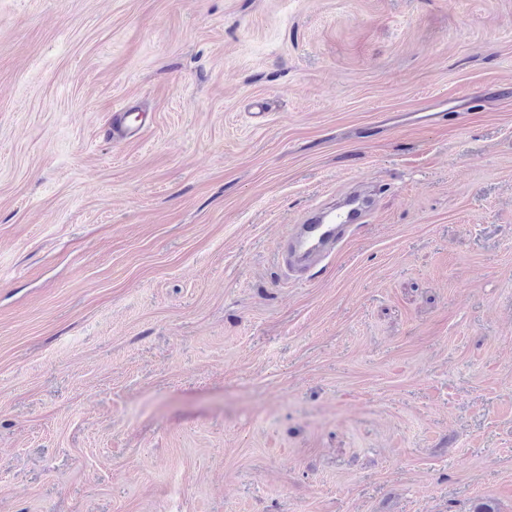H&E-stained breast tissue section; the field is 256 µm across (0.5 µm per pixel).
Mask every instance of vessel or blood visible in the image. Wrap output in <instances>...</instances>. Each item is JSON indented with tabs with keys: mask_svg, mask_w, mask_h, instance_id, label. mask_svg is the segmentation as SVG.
<instances>
[{
	"mask_svg": "<svg viewBox=\"0 0 512 512\" xmlns=\"http://www.w3.org/2000/svg\"><path fill=\"white\" fill-rule=\"evenodd\" d=\"M149 113L123 107L112 115L109 133L125 141L149 123ZM373 192L358 187L341 204L327 203L309 211L292 225L280 246L281 264L288 278L301 279L323 259L336 253L348 235L363 223L372 206Z\"/></svg>",
	"mask_w": 512,
	"mask_h": 512,
	"instance_id": "obj_1",
	"label": "vessel or blood"
}]
</instances>
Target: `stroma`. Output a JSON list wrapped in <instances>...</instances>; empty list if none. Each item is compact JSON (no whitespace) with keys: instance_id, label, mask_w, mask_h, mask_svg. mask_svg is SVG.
<instances>
[{"instance_id":"stroma-1","label":"stroma","mask_w":512,"mask_h":512,"mask_svg":"<svg viewBox=\"0 0 512 512\" xmlns=\"http://www.w3.org/2000/svg\"><path fill=\"white\" fill-rule=\"evenodd\" d=\"M481 501L512 512V0H0V512ZM150 119L148 112L125 106L113 113L109 134L113 139L126 141L135 137L140 128L149 123ZM373 191L357 187L343 204L327 203L293 224L280 246L281 264L290 279H302L323 259L336 253L348 235L364 222ZM362 199V205L353 206Z\"/></svg>"}]
</instances>
